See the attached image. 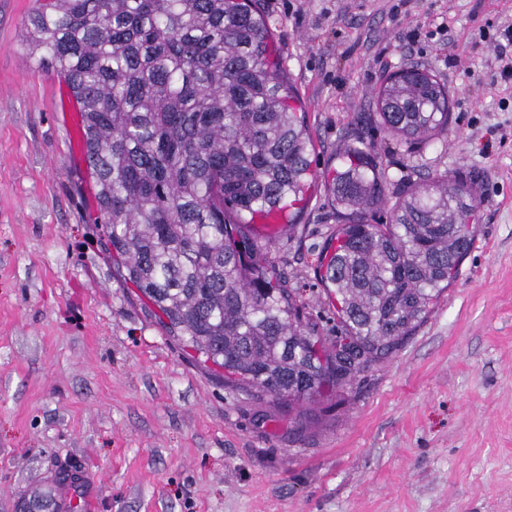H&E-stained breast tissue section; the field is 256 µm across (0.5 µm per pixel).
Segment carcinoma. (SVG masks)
<instances>
[{"label":"carcinoma","instance_id":"cac0c4a2","mask_svg":"<svg viewBox=\"0 0 512 512\" xmlns=\"http://www.w3.org/2000/svg\"><path fill=\"white\" fill-rule=\"evenodd\" d=\"M81 106L106 246L168 336L232 386L290 409L386 359L457 278L478 221L470 182L439 174L389 203L377 154L345 141L330 186L346 220L325 247L338 332L303 320L252 214L294 209L317 179L271 32L246 0H44L25 21ZM379 122L405 144L448 130L420 67L389 77ZM391 205V223L367 216Z\"/></svg>","mask_w":512,"mask_h":512}]
</instances>
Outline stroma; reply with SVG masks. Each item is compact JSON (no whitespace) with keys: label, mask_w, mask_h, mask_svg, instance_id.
<instances>
[{"label":"stroma","mask_w":512,"mask_h":512,"mask_svg":"<svg viewBox=\"0 0 512 512\" xmlns=\"http://www.w3.org/2000/svg\"><path fill=\"white\" fill-rule=\"evenodd\" d=\"M34 6L0 0V512L53 499L73 462L94 512H512V0H257L321 176L270 259L320 335L337 330L317 261L342 140L374 148L388 192L460 174L479 210L427 320L291 412L225 387L120 282L59 77L26 44ZM411 64L452 101L421 148L376 116Z\"/></svg>","instance_id":"stroma-1"}]
</instances>
